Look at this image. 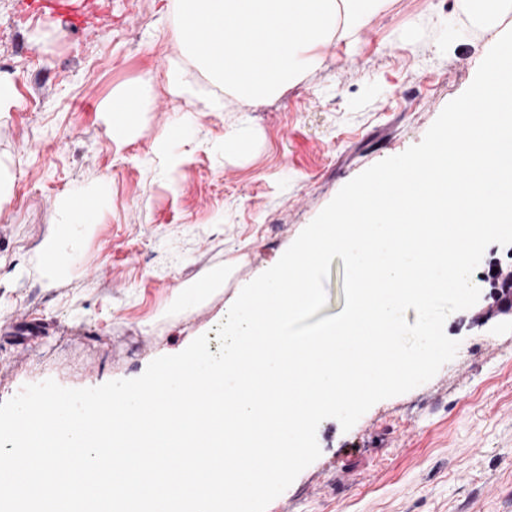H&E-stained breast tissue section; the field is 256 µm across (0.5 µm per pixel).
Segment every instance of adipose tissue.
Masks as SVG:
<instances>
[{"label":"adipose tissue","instance_id":"obj_1","mask_svg":"<svg viewBox=\"0 0 512 512\" xmlns=\"http://www.w3.org/2000/svg\"><path fill=\"white\" fill-rule=\"evenodd\" d=\"M389 0H175L178 22L172 29L182 51L209 73L224 95L200 97L179 60L166 68L169 92L181 99L202 98L206 109L223 111L225 95L251 105L264 103L295 85L304 70L322 64L333 40L355 39ZM209 34L199 40L187 18ZM147 82L113 92L104 105L111 131L126 135L134 128L132 115L149 100ZM106 198L105 185L89 186L56 203L60 237L97 223Z\"/></svg>","mask_w":512,"mask_h":512}]
</instances>
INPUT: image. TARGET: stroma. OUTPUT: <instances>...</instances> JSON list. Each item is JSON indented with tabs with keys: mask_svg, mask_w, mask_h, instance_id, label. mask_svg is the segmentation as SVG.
Instances as JSON below:
<instances>
[{
	"mask_svg": "<svg viewBox=\"0 0 512 512\" xmlns=\"http://www.w3.org/2000/svg\"><path fill=\"white\" fill-rule=\"evenodd\" d=\"M79 28L0 0V73L17 109L0 117V403L54 380L97 387L215 332L240 290L279 260L354 177L419 143L490 49L458 24L460 0H392L358 41L265 103L224 111L176 100L173 0H90ZM152 82L136 130L113 136L103 103ZM190 117L169 168L162 145ZM241 133L243 149L223 150ZM107 184L101 220L42 276L55 204ZM226 269L224 286L184 297ZM450 314L456 356L428 382L374 404L350 430L317 429L321 454L267 512H512V315Z\"/></svg>",
	"mask_w": 512,
	"mask_h": 512,
	"instance_id": "1",
	"label": "stroma"
}]
</instances>
